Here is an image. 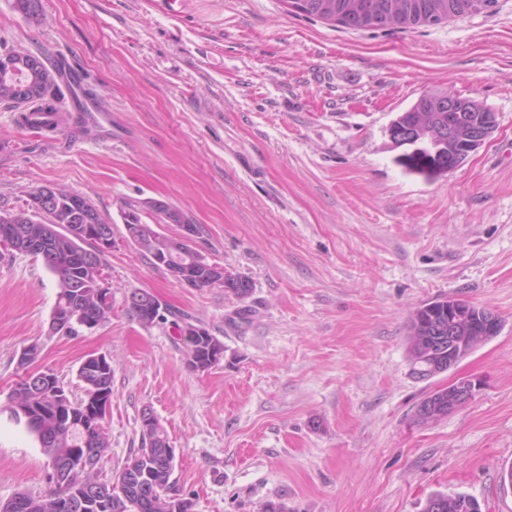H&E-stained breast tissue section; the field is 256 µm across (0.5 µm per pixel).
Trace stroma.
<instances>
[{
    "mask_svg": "<svg viewBox=\"0 0 512 512\" xmlns=\"http://www.w3.org/2000/svg\"><path fill=\"white\" fill-rule=\"evenodd\" d=\"M28 23L0 0V54L67 62L111 128L62 103L51 129L0 103V208L57 184L112 225L108 321L53 332L60 283L42 258L0 256V500L50 488L47 459L9 410L24 347L39 345L70 398L89 356L112 363L110 475L141 446L151 409L175 450L174 490L194 512H422L462 492L512 512V0L493 13L355 30L282 0H42ZM446 89L496 114L492 136L428 182L396 164L391 120ZM157 200L197 226L196 248L249 278L245 300L188 288L127 237L126 202ZM143 289L224 344L192 371L171 324L146 325ZM494 310L502 328L427 380L409 368L408 319L440 299ZM481 390L416 421L434 388Z\"/></svg>",
    "mask_w": 512,
    "mask_h": 512,
    "instance_id": "1",
    "label": "stroma"
}]
</instances>
